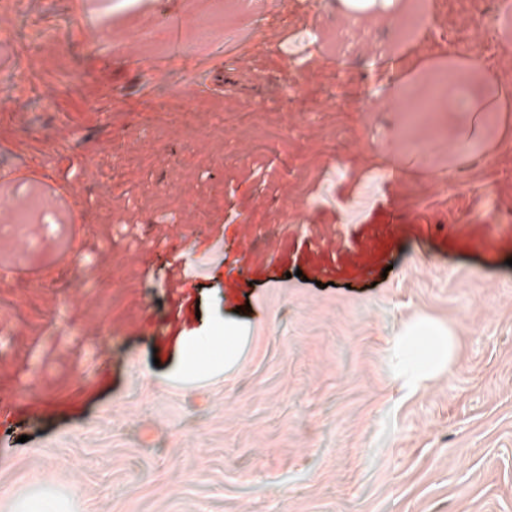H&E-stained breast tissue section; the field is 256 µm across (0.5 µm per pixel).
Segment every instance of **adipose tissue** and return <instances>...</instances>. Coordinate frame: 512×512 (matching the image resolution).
Listing matches in <instances>:
<instances>
[{"instance_id": "ef3b65f1", "label": "adipose tissue", "mask_w": 512, "mask_h": 512, "mask_svg": "<svg viewBox=\"0 0 512 512\" xmlns=\"http://www.w3.org/2000/svg\"><path fill=\"white\" fill-rule=\"evenodd\" d=\"M391 380L400 392L417 389L450 368L455 339L448 327L428 317L402 324L390 340Z\"/></svg>"}]
</instances>
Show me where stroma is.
<instances>
[{"label": "stroma", "instance_id": "1", "mask_svg": "<svg viewBox=\"0 0 512 512\" xmlns=\"http://www.w3.org/2000/svg\"><path fill=\"white\" fill-rule=\"evenodd\" d=\"M214 10L26 0L0 18V168L13 195L57 199L0 251V512L41 494L64 512H512V19L474 0ZM460 51L486 62L476 87L406 129L413 102L372 59L399 56L420 92ZM182 72L214 87L186 125L151 105ZM461 95L490 104L474 150ZM421 316L457 353L401 395L389 341ZM224 322L246 328L237 366L218 341L176 375L181 339Z\"/></svg>", "mask_w": 512, "mask_h": 512}]
</instances>
